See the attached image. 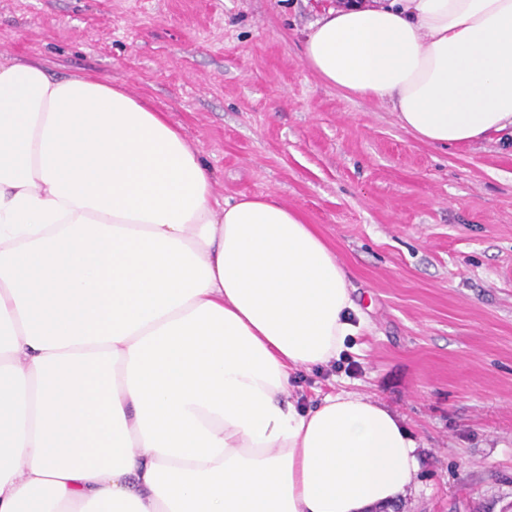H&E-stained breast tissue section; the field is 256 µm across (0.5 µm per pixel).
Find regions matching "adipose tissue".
Segmentation results:
<instances>
[{"instance_id": "adipose-tissue-1", "label": "adipose tissue", "mask_w": 512, "mask_h": 512, "mask_svg": "<svg viewBox=\"0 0 512 512\" xmlns=\"http://www.w3.org/2000/svg\"><path fill=\"white\" fill-rule=\"evenodd\" d=\"M304 57L430 146L512 130V0H356ZM214 182L123 86L0 60V512H387L413 485L380 401L291 398L360 331L335 251Z\"/></svg>"}]
</instances>
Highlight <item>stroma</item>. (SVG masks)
I'll return each instance as SVG.
<instances>
[{"instance_id":"1","label":"stroma","mask_w":512,"mask_h":512,"mask_svg":"<svg viewBox=\"0 0 512 512\" xmlns=\"http://www.w3.org/2000/svg\"><path fill=\"white\" fill-rule=\"evenodd\" d=\"M334 0H0V59L91 74L179 124L216 199L316 225L365 325L295 380L368 394L419 442L394 512H512V142L439 149L327 85L302 35Z\"/></svg>"}]
</instances>
